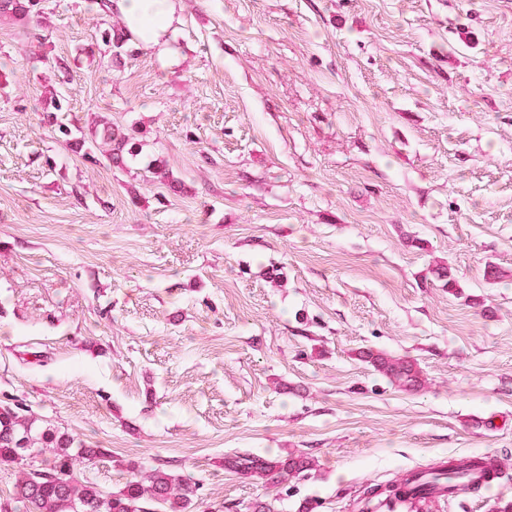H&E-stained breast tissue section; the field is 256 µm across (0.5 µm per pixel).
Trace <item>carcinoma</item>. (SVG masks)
<instances>
[{
  "instance_id": "carcinoma-1",
  "label": "carcinoma",
  "mask_w": 512,
  "mask_h": 512,
  "mask_svg": "<svg viewBox=\"0 0 512 512\" xmlns=\"http://www.w3.org/2000/svg\"><path fill=\"white\" fill-rule=\"evenodd\" d=\"M40 0H0V18L31 21L40 17ZM105 43L120 49L126 42L122 30L99 25ZM91 146L113 165L126 164L124 140L117 139L112 127L104 126ZM360 358L405 391L424 385L417 364L406 358H394L370 348ZM102 454L72 435L38 424L20 407L0 405V465L17 466L20 476L14 484L12 501L0 504V512H194L199 481L191 475H174L160 468L131 467V474L117 491L106 492L96 484L82 481L74 473L75 457L93 460ZM244 478L269 485H282L313 466L302 454L265 457L239 455L225 461Z\"/></svg>"
}]
</instances>
